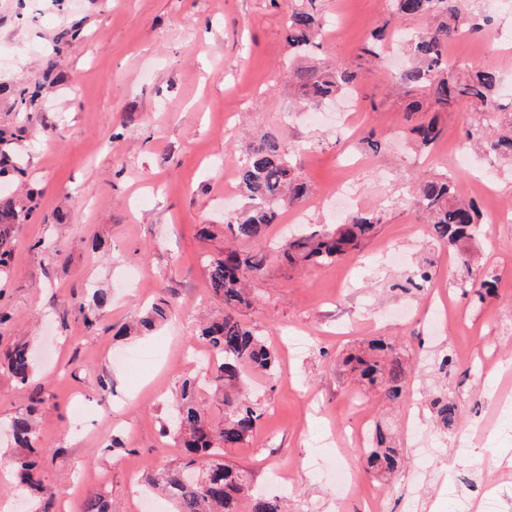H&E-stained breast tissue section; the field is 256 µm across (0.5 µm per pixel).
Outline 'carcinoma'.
<instances>
[{"mask_svg": "<svg viewBox=\"0 0 512 512\" xmlns=\"http://www.w3.org/2000/svg\"><path fill=\"white\" fill-rule=\"evenodd\" d=\"M394 29L405 33L404 23L413 18L435 19L437 23L408 39L411 62L400 70L394 83L400 88L419 91L425 100H414L406 111L421 112L428 107L434 112H446L466 102L475 111L484 114L486 126L469 132L473 143L489 154L512 163V127L489 131L487 124L494 121L497 112L505 109L500 102L502 79L494 70L479 67L452 69L448 67L445 51L449 42L466 29L481 34L484 24L477 14L468 11L465 0H393ZM326 22L316 12L305 8H289L285 28V42L292 54L312 49L315 39ZM386 33H378L358 48L359 63L325 64L316 69H296L292 73L300 98L317 105L353 88L359 78V69L366 62L382 55ZM419 147H432L441 134L435 120L421 122L410 128ZM244 161L238 169L239 187L249 200L242 211L227 218L224 228L236 240H260L269 225L277 222L281 209L301 203L308 193L306 175L277 136L268 133L255 141L242 144ZM417 203L432 226L433 234L448 246L459 249L463 263L470 262L464 247L477 239L482 214L477 205L462 197L458 185L446 175L420 181L416 191ZM38 208L37 195L29 193L21 200L0 194V271L12 260V233L14 227L31 218ZM382 222L376 213L357 212L339 224L300 227L288 236L279 250L280 262L288 267L296 265H327L348 256L361 243L372 237ZM429 260L418 267L403 283L395 287L410 292L429 282ZM265 257L244 254L229 248L224 255L207 265L211 293L224 305V312L208 321L198 337L204 339L215 360L209 362L203 377H189L180 388V402L174 405L162 424V435L180 441L183 458L176 465L148 470L142 484L149 493L158 492L175 506V512H240V502L249 491V474L242 467L219 460L226 448L241 447L254 433L261 418L258 407L241 390L243 372L259 370L271 378L278 376L276 357L264 339L239 318V309L251 304L253 296L247 288L248 274L263 271ZM496 279L486 275L481 280L468 277L457 287L467 295L479 287V300H484L495 288ZM111 301L106 292H96L92 305L79 307L78 315L85 325L94 329L99 324L97 312ZM173 315V305L161 299L149 306L136 322L135 330L154 329ZM349 371L357 374L370 386L382 389L385 400L395 403L403 398L406 367L395 346L381 339L349 353L343 360ZM18 384L30 383L34 372L33 355L25 344H18L9 353L5 367ZM221 393L224 398V416L217 422L209 421L196 403L201 385ZM432 407L443 428L452 430L459 424L456 403L446 397L432 399ZM15 444L21 451L11 463L19 482L46 500L53 498L52 488L39 473V456L46 449L38 446L39 434L31 419V412L21 413L11 421ZM373 449L366 456L369 470L391 474L401 465L399 449L386 445V436L380 426L371 433ZM286 499L268 495L254 499L251 512H287ZM83 512H112L107 494L94 490L84 502Z\"/></svg>", "mask_w": 512, "mask_h": 512, "instance_id": "obj_1", "label": "carcinoma"}]
</instances>
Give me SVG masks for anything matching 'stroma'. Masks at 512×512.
<instances>
[{"label": "stroma", "mask_w": 512, "mask_h": 512, "mask_svg": "<svg viewBox=\"0 0 512 512\" xmlns=\"http://www.w3.org/2000/svg\"><path fill=\"white\" fill-rule=\"evenodd\" d=\"M289 0H0V45L19 51L0 62V129L6 148L21 153L22 179L0 175V192L39 195V208L17 225L13 261L0 275V360L15 344L39 351L34 381L44 383L34 415L46 448L43 474L55 492L51 512H81L87 494L104 486L120 512H137L133 468L177 462L180 449L161 423L180 385L206 357L194 343L204 313L220 302L206 265L222 256L224 194L237 187L242 141L271 132L308 178L301 202L309 224H337L339 195L384 215L374 237L348 258L289 268L275 259L289 224L281 212L263 240L241 252L267 254L252 281L256 301L241 320L276 352L277 379L251 373L247 383L263 417L254 435L224 451L225 462L251 473V493H266L286 474L290 512H367L373 492L384 512H471L482 495L496 512H512V167L466 146L482 113L460 105L437 113L442 135L420 149L405 133L409 93L393 92L403 62L393 48L362 69L355 92V136L340 129L342 105L299 104L289 64L353 62L371 32L386 23L392 0H316L334 23L320 46L289 60ZM488 19L484 35L448 46L452 67L478 64L512 82V0H472ZM75 32L69 42L63 31ZM38 86V102L20 110L16 93ZM381 144L372 152L369 140ZM452 175L461 189L484 177L495 185L480 202L479 264L497 275L495 296L462 295L456 251L437 241L413 187ZM209 228L202 237L201 228ZM435 261L432 281L415 295L390 285ZM143 273L141 288L130 282ZM110 293L98 330L74 316L95 291ZM166 296L175 319L146 336H118L144 307ZM369 338L393 343L406 365L407 397L384 403L342 361ZM453 356L448 376L441 355ZM457 401L461 424H436L430 401ZM32 390L0 372V453L16 448L6 426L26 411ZM391 425L403 455L399 471L375 477L361 449L316 447L323 432L361 421ZM354 468L340 489L334 465Z\"/></svg>", "instance_id": "35a3bbf8"}]
</instances>
